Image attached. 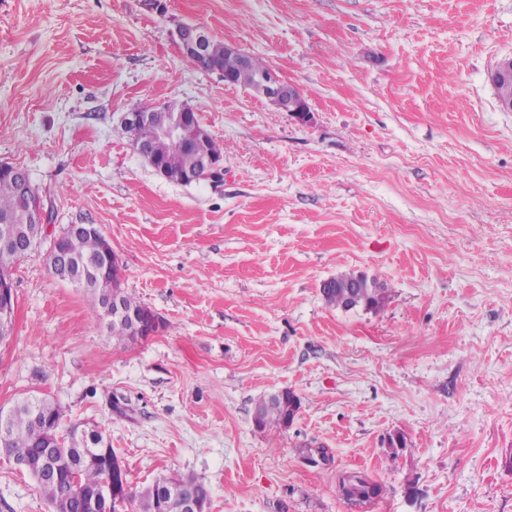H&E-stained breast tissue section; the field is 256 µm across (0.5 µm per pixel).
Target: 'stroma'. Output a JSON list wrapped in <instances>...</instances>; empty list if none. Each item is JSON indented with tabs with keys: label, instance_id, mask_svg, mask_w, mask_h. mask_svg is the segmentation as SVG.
I'll list each match as a JSON object with an SVG mask.
<instances>
[{
	"label": "stroma",
	"instance_id": "stroma-1",
	"mask_svg": "<svg viewBox=\"0 0 512 512\" xmlns=\"http://www.w3.org/2000/svg\"><path fill=\"white\" fill-rule=\"evenodd\" d=\"M152 2L0 0V162L43 195L48 235L98 226L165 322L113 340L41 243L11 270L0 407L52 398L104 428L132 491L190 476L208 512H512V112L489 80L512 0ZM184 23L265 58L309 121L184 57ZM170 100L222 180L133 151L122 115ZM343 270L385 303L327 305ZM285 388L292 425L256 428ZM343 471L380 497L351 506ZM0 512H49L1 454Z\"/></svg>",
	"mask_w": 512,
	"mask_h": 512
}]
</instances>
